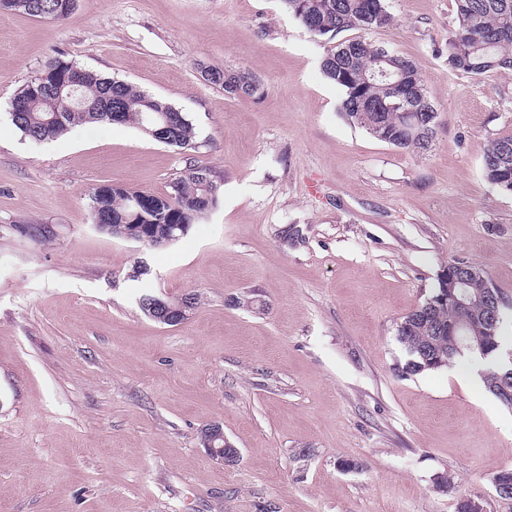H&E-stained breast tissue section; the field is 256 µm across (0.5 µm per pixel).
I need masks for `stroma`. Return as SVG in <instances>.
Instances as JSON below:
<instances>
[{
    "instance_id": "stroma-1",
    "label": "stroma",
    "mask_w": 512,
    "mask_h": 512,
    "mask_svg": "<svg viewBox=\"0 0 512 512\" xmlns=\"http://www.w3.org/2000/svg\"><path fill=\"white\" fill-rule=\"evenodd\" d=\"M387 9L371 40L416 62L438 110L425 156L344 118L329 40L279 0L0 11V512H456L477 496L512 512L493 484L512 411L484 388L491 360L396 371L397 323L452 260L508 300L512 352V195L482 172L512 135V71H449L455 0ZM56 59L165 99L194 148L123 124L25 139L9 104ZM208 67L253 73L263 96L225 95ZM190 158L222 187L185 238L150 251L94 227L92 188L162 194ZM146 293L199 304L169 327L140 310ZM211 423L236 462L200 444Z\"/></svg>"
}]
</instances>
